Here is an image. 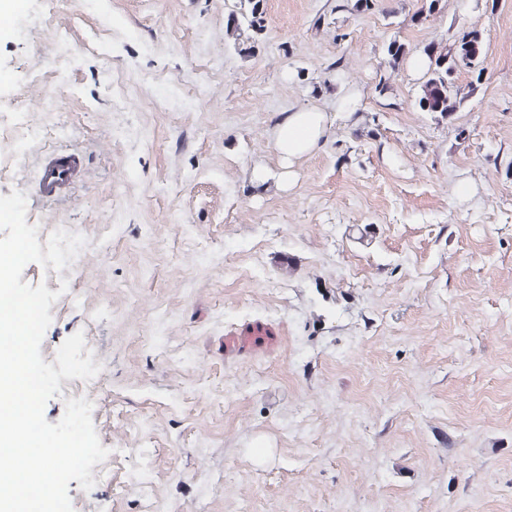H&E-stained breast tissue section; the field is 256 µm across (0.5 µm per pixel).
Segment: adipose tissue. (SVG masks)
I'll return each mask as SVG.
<instances>
[{
    "label": "adipose tissue",
    "mask_w": 512,
    "mask_h": 512,
    "mask_svg": "<svg viewBox=\"0 0 512 512\" xmlns=\"http://www.w3.org/2000/svg\"><path fill=\"white\" fill-rule=\"evenodd\" d=\"M330 126L327 114L312 108H300L281 115L274 135V146L282 165L293 167L313 154Z\"/></svg>",
    "instance_id": "1"
}]
</instances>
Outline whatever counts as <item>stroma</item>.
I'll return each mask as SVG.
<instances>
[{
  "mask_svg": "<svg viewBox=\"0 0 512 512\" xmlns=\"http://www.w3.org/2000/svg\"><path fill=\"white\" fill-rule=\"evenodd\" d=\"M240 2L18 0L0 35V140L55 127L0 195L86 240L21 276L59 294L44 362L80 332L101 366L45 407L86 397L109 450L73 512H512V0H260L251 41ZM472 29L466 97L422 111L412 59ZM55 146L82 176L47 202ZM330 125L325 112L312 108L282 114L274 135V146L281 164L291 172L297 161L318 149Z\"/></svg>",
  "mask_w": 512,
  "mask_h": 512,
  "instance_id": "obj_1",
  "label": "stroma"
}]
</instances>
